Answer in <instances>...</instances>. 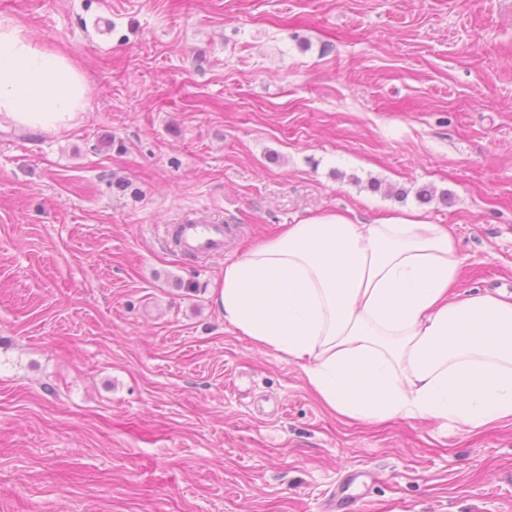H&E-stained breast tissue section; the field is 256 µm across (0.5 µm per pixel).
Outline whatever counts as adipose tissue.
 <instances>
[{"label":"adipose tissue","mask_w":512,"mask_h":512,"mask_svg":"<svg viewBox=\"0 0 512 512\" xmlns=\"http://www.w3.org/2000/svg\"><path fill=\"white\" fill-rule=\"evenodd\" d=\"M88 92L73 60L0 18V122L58 133ZM461 274L447 225L325 211L225 262L212 295L240 335L288 356L348 421L468 429L512 419V295L457 294Z\"/></svg>","instance_id":"obj_1"}]
</instances>
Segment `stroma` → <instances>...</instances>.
<instances>
[{"instance_id":"1","label":"stroma","mask_w":512,"mask_h":512,"mask_svg":"<svg viewBox=\"0 0 512 512\" xmlns=\"http://www.w3.org/2000/svg\"><path fill=\"white\" fill-rule=\"evenodd\" d=\"M83 70L0 125V512H512V422L350 423L225 322L224 263L318 211L445 224L512 294V0H0ZM234 227L223 253L169 225Z\"/></svg>"}]
</instances>
